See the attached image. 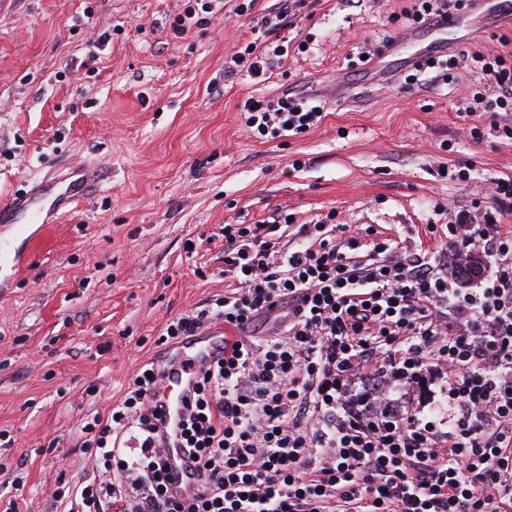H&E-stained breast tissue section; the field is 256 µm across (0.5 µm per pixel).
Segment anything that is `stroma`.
I'll use <instances>...</instances> for the list:
<instances>
[{
	"label": "stroma",
	"instance_id": "obj_1",
	"mask_svg": "<svg viewBox=\"0 0 512 512\" xmlns=\"http://www.w3.org/2000/svg\"><path fill=\"white\" fill-rule=\"evenodd\" d=\"M413 2L302 0L272 34L261 19L278 0H224L176 39L185 0H0V201L57 164L105 173L91 199L33 225L31 245L0 237L20 255L0 274V498L17 512H63L87 469L82 427L164 351L169 319L223 294L222 226L332 213L416 250L427 225L453 214L464 231L492 207L512 139L488 129L512 126V112L461 115L482 82L470 69L406 76L439 48L512 53V17L464 6L466 25L417 40L401 18ZM275 40L269 79L225 76L246 45ZM285 93L316 99L321 123L271 138L241 119L247 98Z\"/></svg>",
	"mask_w": 512,
	"mask_h": 512
}]
</instances>
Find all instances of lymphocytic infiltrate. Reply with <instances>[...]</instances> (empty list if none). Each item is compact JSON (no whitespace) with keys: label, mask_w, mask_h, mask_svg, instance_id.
<instances>
[{"label":"lymphocytic infiltrate","mask_w":512,"mask_h":512,"mask_svg":"<svg viewBox=\"0 0 512 512\" xmlns=\"http://www.w3.org/2000/svg\"><path fill=\"white\" fill-rule=\"evenodd\" d=\"M471 60L487 78L475 103L512 109V55ZM243 110L275 137L322 117L287 94ZM492 196L469 233L428 225L440 244L413 253L372 225H224L231 285L166 324L171 340L209 321L232 331L187 407L196 480L169 486L147 363L84 425L92 472L65 512H512V182ZM474 252L489 273L455 287L449 262Z\"/></svg>","instance_id":"lymphocytic-infiltrate-1"}]
</instances>
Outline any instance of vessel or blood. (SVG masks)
I'll return each mask as SVG.
<instances>
[{"instance_id":"vessel-or-blood-1","label":"vessel or blood","mask_w":512,"mask_h":512,"mask_svg":"<svg viewBox=\"0 0 512 512\" xmlns=\"http://www.w3.org/2000/svg\"><path fill=\"white\" fill-rule=\"evenodd\" d=\"M97 177L96 170L85 164L46 175L24 195L0 202V229L24 236L28 225L46 223L49 216L91 192ZM223 354L224 335L221 328L212 326L199 329L178 349L158 359L162 374V386L154 395L161 404L158 434L162 459L174 488H183L195 473L184 451V400L192 395L199 370L214 364Z\"/></svg>"}]
</instances>
